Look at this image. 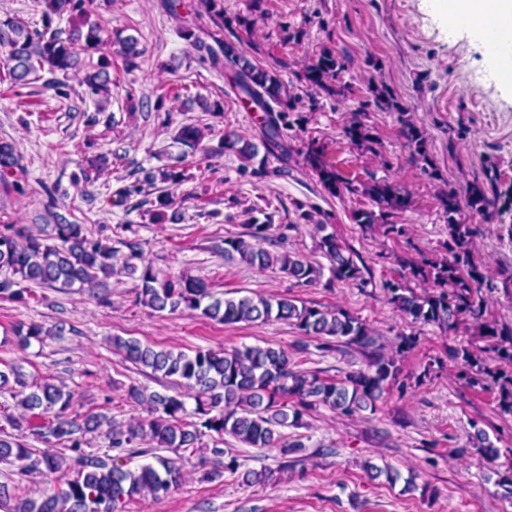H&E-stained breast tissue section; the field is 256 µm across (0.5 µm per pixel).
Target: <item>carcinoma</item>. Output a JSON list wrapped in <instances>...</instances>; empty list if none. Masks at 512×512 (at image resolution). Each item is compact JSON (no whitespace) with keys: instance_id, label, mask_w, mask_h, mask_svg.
<instances>
[{"instance_id":"obj_1","label":"carcinoma","mask_w":512,"mask_h":512,"mask_svg":"<svg viewBox=\"0 0 512 512\" xmlns=\"http://www.w3.org/2000/svg\"><path fill=\"white\" fill-rule=\"evenodd\" d=\"M94 0H44L42 28L29 30L11 20L0 22V53L9 63V77L15 85H26L30 76L40 72L52 75L48 88L60 97L67 96L66 84L56 78L79 68L80 54H101L98 68L82 81L93 97H109L112 79V54L124 57L125 65H134L141 54L138 41L121 37L118 31L106 29L91 17ZM68 14L78 21L68 30L53 27L54 17ZM220 53L210 52L212 65L230 66L229 84L235 96L253 110L266 114L262 145L266 152L285 151V131L289 122L282 107L288 103V87L276 69L252 61L236 43L219 41ZM342 64L336 53L322 50L309 63L303 80L308 86L323 87L336 78ZM402 135L414 154L426 155L427 140L423 132L406 125ZM345 136L356 145L371 143L372 137L359 120L345 128ZM205 138L204 132L186 125L178 134L180 144L196 150ZM223 148L250 161L259 154L258 145L234 130L224 131ZM306 165L316 174L323 187L338 194L350 182L336 165L328 161L324 146L308 143L304 153ZM19 159L13 145L0 141V182L13 175ZM485 181L468 186L464 199L455 193L440 198L448 223V257L441 260L399 259L409 277L428 281L436 291L417 295L400 281L384 284L388 301L402 314L416 322L433 324L445 331L455 330L470 319L478 342L448 352V358L459 367L458 376L468 384L496 390L498 407L512 414V327H504L485 318L479 292L487 281L470 250L476 225L461 218L462 208L488 223H505L512 211V186L498 184L497 171L489 166ZM364 194L381 209H406L410 194L389 180H375L364 186ZM58 224L40 236L24 226L5 224L0 230V268L12 277L0 282V293L20 297L17 285L26 282L50 288H96L112 276L118 250L90 236L82 224H71L57 216ZM271 224L254 221L243 225V231L224 239V259L252 268H275L297 285L319 281L321 269L303 256L288 251L271 252L264 247L270 240ZM323 232L317 248L330 262L332 279L341 283L364 281L362 269L354 260L355 252L335 233ZM129 253L120 271L136 277L137 301L162 313L177 311L202 316L224 324L240 322L266 323L282 320L301 333L325 341L326 347L342 343L365 354L366 368L353 371L340 379L323 377L318 372L298 369L288 351L273 346H243L231 350L198 349L194 354L143 344L135 338L112 337V345L126 358L165 378L175 377L194 391L195 406L187 408L185 400L160 392L146 393L139 386L126 390V399L145 407L150 415L145 423L117 425L100 413L83 417L71 412L72 394L64 386L44 382L27 389L21 375L0 371V390L16 392L19 404L29 412L24 418L32 424L34 435L52 447L71 452L68 457L45 450L38 456L25 448L18 438L0 434V459L22 462L21 473L58 475L59 484L39 500L26 499L18 512H116L118 504L133 496L158 497L177 488L182 481L181 466L168 457H156V463L139 468L127 467L124 456L105 453L90 456L83 451L86 436L106 429L109 448H134L149 441L157 448L177 451L197 448L209 433L217 435L209 449L212 468L206 472L210 480L224 472L238 471L236 457L222 448L228 435L249 448H276L283 458L293 456L291 465L302 462L298 456L304 445L295 440L283 441L280 429H300L305 417L317 406H324L343 417L375 407L386 389L398 377V360L383 352L376 344V332L359 318L342 310H325L308 305L293 296L263 295L220 298L200 279L186 276L159 277L151 262L145 260L138 244L124 242ZM14 335L22 346L41 341L47 332L36 323L21 325ZM493 355L496 366L487 363ZM476 446L489 459L499 455V448L485 432L475 433ZM246 485L266 484L274 472L268 469L246 470L241 474Z\"/></svg>"}]
</instances>
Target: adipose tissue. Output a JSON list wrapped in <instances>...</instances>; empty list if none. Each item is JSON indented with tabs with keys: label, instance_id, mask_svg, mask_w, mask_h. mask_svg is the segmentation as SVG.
<instances>
[{
	"label": "adipose tissue",
	"instance_id": "obj_1",
	"mask_svg": "<svg viewBox=\"0 0 512 512\" xmlns=\"http://www.w3.org/2000/svg\"><path fill=\"white\" fill-rule=\"evenodd\" d=\"M462 26L490 39L501 62L512 63V0H438Z\"/></svg>",
	"mask_w": 512,
	"mask_h": 512
}]
</instances>
